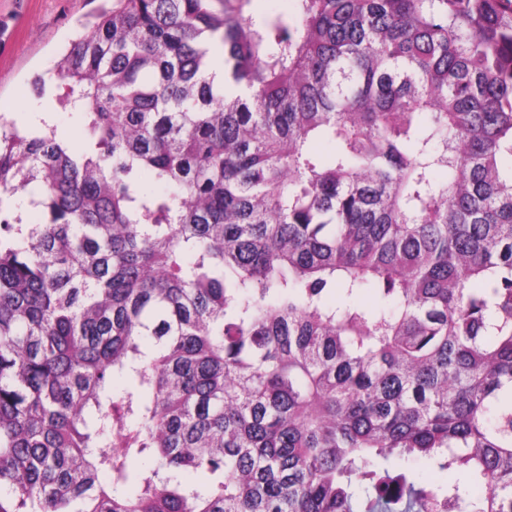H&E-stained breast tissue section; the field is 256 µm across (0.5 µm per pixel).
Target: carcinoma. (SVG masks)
<instances>
[{"label":"carcinoma","mask_w":512,"mask_h":512,"mask_svg":"<svg viewBox=\"0 0 512 512\" xmlns=\"http://www.w3.org/2000/svg\"><path fill=\"white\" fill-rule=\"evenodd\" d=\"M111 2L0 124V512H512V0Z\"/></svg>","instance_id":"1"}]
</instances>
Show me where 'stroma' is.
<instances>
[{
    "instance_id": "stroma-1",
    "label": "stroma",
    "mask_w": 512,
    "mask_h": 512,
    "mask_svg": "<svg viewBox=\"0 0 512 512\" xmlns=\"http://www.w3.org/2000/svg\"><path fill=\"white\" fill-rule=\"evenodd\" d=\"M94 7L93 0H0V112L22 118L48 110L76 148L83 143L80 125L60 109L55 90L37 93L31 80L53 68Z\"/></svg>"
}]
</instances>
